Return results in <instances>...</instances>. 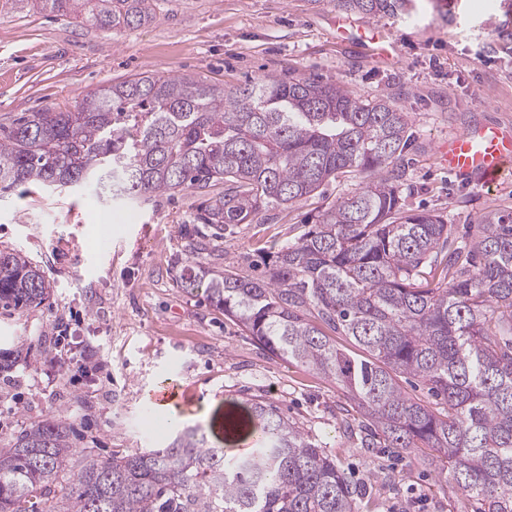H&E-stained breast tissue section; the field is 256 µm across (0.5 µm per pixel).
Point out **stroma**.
<instances>
[{
    "label": "stroma",
    "instance_id": "1",
    "mask_svg": "<svg viewBox=\"0 0 512 512\" xmlns=\"http://www.w3.org/2000/svg\"><path fill=\"white\" fill-rule=\"evenodd\" d=\"M155 12L151 24L103 32L0 0V126L45 106L70 109L88 91L141 73L217 86L321 76L404 112L409 208L447 213L463 242L484 213L512 212V184L469 186L435 152L476 120L512 125V0H416L411 16L381 20L398 46L388 63L337 38L334 0H155ZM357 185L342 177L293 207L228 225L215 266L261 263ZM197 198L188 190L131 205L34 185L0 194V250H21L51 286L40 307L0 309V355L11 361L0 371V448L31 426L62 421L74 448L100 457L164 447L187 427L201 428L210 447L242 452L254 432L241 407L255 400L315 437L366 487L358 512H475L455 484L438 481L433 450L399 455L349 443L335 380L271 356L203 293L182 287ZM60 336L76 352L100 348L99 372L54 381ZM168 377L185 391L176 417L146 402Z\"/></svg>",
    "mask_w": 512,
    "mask_h": 512
}]
</instances>
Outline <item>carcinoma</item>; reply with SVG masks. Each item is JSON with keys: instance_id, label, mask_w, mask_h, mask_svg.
<instances>
[{"instance_id": "1", "label": "carcinoma", "mask_w": 512, "mask_h": 512, "mask_svg": "<svg viewBox=\"0 0 512 512\" xmlns=\"http://www.w3.org/2000/svg\"><path fill=\"white\" fill-rule=\"evenodd\" d=\"M101 30L156 18L154 0H13ZM366 16H409L415 0H336ZM410 143L403 113L332 80L261 77L215 88L192 76L138 74L87 92L74 109L42 108L0 127V190L27 185L150 198L188 189L213 197L199 221L224 226L292 206L331 180L358 188L305 223L260 274L203 265L190 245L182 283L236 320L273 356L336 381L342 422L362 448L438 453L477 512H512V214L490 211L470 245L448 216L409 209L396 162ZM44 272L0 250V306L49 298ZM353 340L356 357L336 343ZM428 390L408 396L398 376ZM251 452L206 447L195 427L165 448L87 456L75 491H47L69 471L67 427L42 423L0 449V512H357L352 483L322 446L276 409L253 403Z\"/></svg>"}]
</instances>
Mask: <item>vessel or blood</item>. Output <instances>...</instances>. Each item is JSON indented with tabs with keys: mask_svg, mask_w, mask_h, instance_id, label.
<instances>
[{
	"mask_svg": "<svg viewBox=\"0 0 512 512\" xmlns=\"http://www.w3.org/2000/svg\"><path fill=\"white\" fill-rule=\"evenodd\" d=\"M336 30L355 45L370 48L381 60L397 53L388 32L375 25L348 29L344 19H337ZM441 165L449 173L466 178L483 188L500 186L512 180V129L501 125L477 123L449 136L437 148Z\"/></svg>",
	"mask_w": 512,
	"mask_h": 512,
	"instance_id": "b4317fda",
	"label": "vessel or blood"
}]
</instances>
